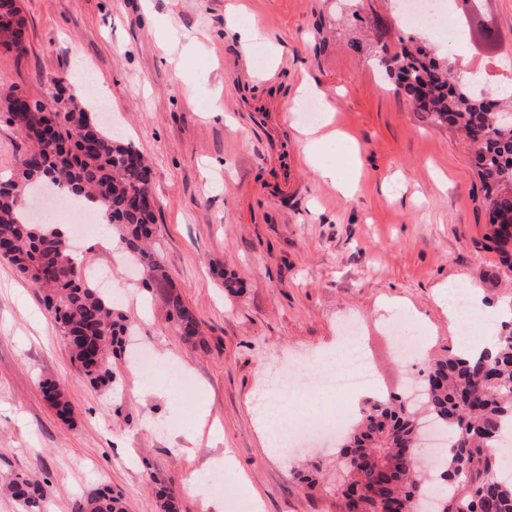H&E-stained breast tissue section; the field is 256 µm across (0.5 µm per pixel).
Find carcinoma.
<instances>
[{"mask_svg": "<svg viewBox=\"0 0 512 512\" xmlns=\"http://www.w3.org/2000/svg\"><path fill=\"white\" fill-rule=\"evenodd\" d=\"M25 21L19 0H0V46L22 51ZM396 90L434 121L465 133L476 146L479 177L493 229L485 248L512 269V121L489 109L485 88L459 83L453 65L424 49H403L382 63ZM0 91V117L29 141L10 178L0 181V258L41 292L46 310L65 341L72 363L91 383L112 387V358L126 349L135 321L115 311L112 297L83 274L69 236L30 221L25 190L63 191L99 202L112 235L142 275V287L160 295L166 319L181 341L204 347L198 320L184 303L154 247L152 170L130 142L112 135L73 96L31 99ZM423 398L413 406L396 392L367 401L355 428L336 452L338 491L344 512H512V476L502 474L496 452L512 425V329L489 348L460 350L433 359L421 370ZM44 398L64 421L73 411L55 381L41 384ZM432 421L455 433L434 462L440 481L427 479L415 453L422 424ZM3 488L20 512H45L39 479L16 474ZM158 512H180L171 487L157 491ZM75 512H126L108 488L87 491Z\"/></svg>", "mask_w": 512, "mask_h": 512, "instance_id": "carcinoma-1", "label": "carcinoma"}]
</instances>
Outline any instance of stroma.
<instances>
[{
  "mask_svg": "<svg viewBox=\"0 0 512 512\" xmlns=\"http://www.w3.org/2000/svg\"><path fill=\"white\" fill-rule=\"evenodd\" d=\"M396 0H21L23 52L0 50V84L52 95L59 79L85 97V70L116 136L152 163L158 203L156 241L195 313L204 347L185 345L159 299L111 268L117 309L141 319L138 342L155 357L151 372L116 359L115 388H96L70 361L40 295L0 260V476L33 473L44 481L47 512H73L89 489L107 485L127 512H157L154 489L175 488L182 512H215L243 490L258 491L261 512H343L333 462L337 440L315 439L269 454L254 405L264 375L303 354L311 367L342 361L340 337L361 325L382 390L417 377L426 357L456 349L460 325L436 301L448 281L474 287L475 339L502 332L512 308V268L485 247L492 230L473 147L460 131L431 122L397 94L381 59L416 42L441 59L449 44L431 30L405 27ZM495 46L469 41L479 71H512V0H480ZM250 16L281 47L277 64L243 57L225 38L229 11ZM190 53L184 74L169 56ZM331 102L332 126L358 147L354 187L337 192L310 165L309 123L287 112L302 74ZM270 105L276 128L255 124L253 103ZM293 161L292 185L278 188L274 139ZM235 274L236 292L218 270ZM423 334V356L398 365L388 354L391 323ZM284 395L299 424L358 416L374 391L341 396L308 388ZM59 381L73 407L61 420L41 391ZM153 390L141 392V383ZM158 426L148 432L147 419ZM231 453L234 466L215 467ZM327 463L321 484L297 477L305 460ZM216 478L221 492L200 497L192 473Z\"/></svg>",
  "mask_w": 512,
  "mask_h": 512,
  "instance_id": "obj_1",
  "label": "stroma"
}]
</instances>
